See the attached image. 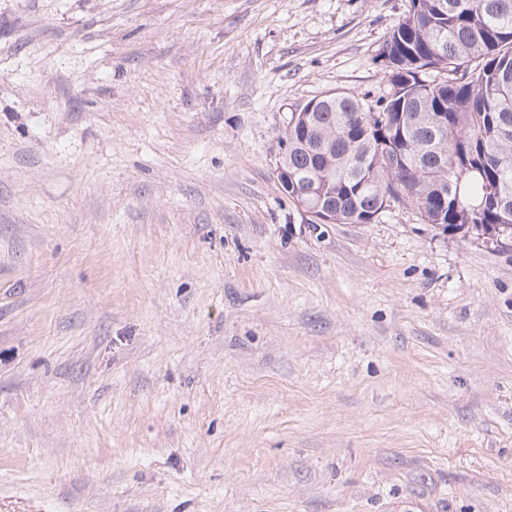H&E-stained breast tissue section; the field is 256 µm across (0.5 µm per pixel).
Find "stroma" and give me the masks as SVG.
I'll use <instances>...</instances> for the list:
<instances>
[{"mask_svg": "<svg viewBox=\"0 0 512 512\" xmlns=\"http://www.w3.org/2000/svg\"><path fill=\"white\" fill-rule=\"evenodd\" d=\"M408 5L0 0V512H512V240L274 175Z\"/></svg>", "mask_w": 512, "mask_h": 512, "instance_id": "stroma-1", "label": "stroma"}]
</instances>
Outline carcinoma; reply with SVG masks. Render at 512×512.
Returning <instances> with one entry per match:
<instances>
[{
  "mask_svg": "<svg viewBox=\"0 0 512 512\" xmlns=\"http://www.w3.org/2000/svg\"><path fill=\"white\" fill-rule=\"evenodd\" d=\"M380 57L388 96H321L310 128L279 136L288 173L325 184L337 224L398 206L444 232L512 238V0H410Z\"/></svg>",
  "mask_w": 512,
  "mask_h": 512,
  "instance_id": "obj_1",
  "label": "carcinoma"
}]
</instances>
